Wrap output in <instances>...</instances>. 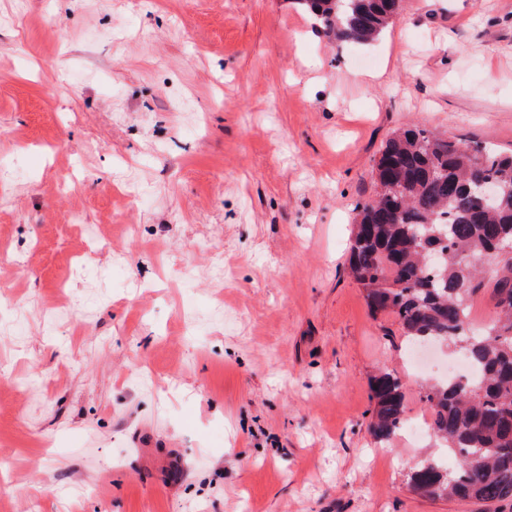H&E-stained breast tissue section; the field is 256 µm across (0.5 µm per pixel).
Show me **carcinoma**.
I'll use <instances>...</instances> for the list:
<instances>
[{
	"label": "carcinoma",
	"instance_id": "1",
	"mask_svg": "<svg viewBox=\"0 0 512 512\" xmlns=\"http://www.w3.org/2000/svg\"><path fill=\"white\" fill-rule=\"evenodd\" d=\"M320 31L340 44L374 42L398 17L404 0H296ZM376 192L356 206L348 268L372 313L395 317L410 343L451 342L477 377L427 388L432 437L456 459H428L408 484L421 496L512 504V155L472 148L418 125L394 131L374 164ZM499 189L486 202L477 183ZM493 281L497 321L482 334L467 310ZM374 438L391 440L403 422L401 378L371 380Z\"/></svg>",
	"mask_w": 512,
	"mask_h": 512
}]
</instances>
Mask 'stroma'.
Segmentation results:
<instances>
[{
    "label": "stroma",
    "instance_id": "35a3bbf8",
    "mask_svg": "<svg viewBox=\"0 0 512 512\" xmlns=\"http://www.w3.org/2000/svg\"><path fill=\"white\" fill-rule=\"evenodd\" d=\"M410 122L512 153V0L370 46L293 0H0V512H487L369 431L377 371L410 417L437 380L347 274Z\"/></svg>",
    "mask_w": 512,
    "mask_h": 512
}]
</instances>
